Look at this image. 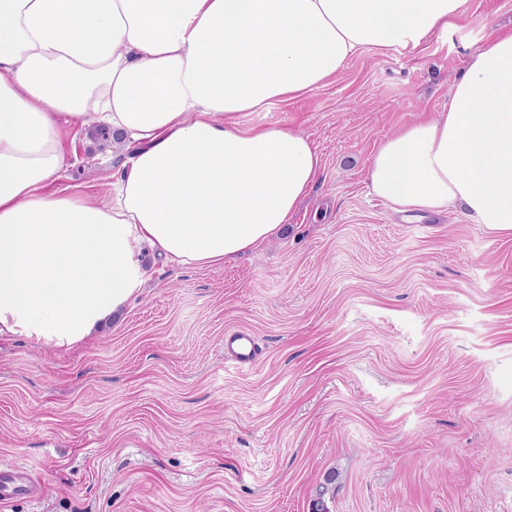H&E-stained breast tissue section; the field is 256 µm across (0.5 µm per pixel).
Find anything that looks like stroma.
<instances>
[{
    "mask_svg": "<svg viewBox=\"0 0 512 512\" xmlns=\"http://www.w3.org/2000/svg\"><path fill=\"white\" fill-rule=\"evenodd\" d=\"M509 26L512 0H467L448 33L245 113L322 159L277 238L218 268L148 258L141 296L72 348L1 338L0 512H512V235L454 207L405 218L368 179ZM61 133L49 190L111 201L132 148ZM234 330L254 368L227 361ZM224 349L229 351L237 368L251 366L258 355L259 346L255 336L242 331L224 336Z\"/></svg>",
    "mask_w": 512,
    "mask_h": 512,
    "instance_id": "35a3bbf8",
    "label": "stroma"
}]
</instances>
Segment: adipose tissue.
<instances>
[{
	"label": "adipose tissue",
	"mask_w": 512,
	"mask_h": 512,
	"mask_svg": "<svg viewBox=\"0 0 512 512\" xmlns=\"http://www.w3.org/2000/svg\"><path fill=\"white\" fill-rule=\"evenodd\" d=\"M467 0H0V335L69 348L134 300L150 250L221 267L276 238L318 179L300 130L240 119L369 47H417ZM138 143L116 202L49 190L61 119ZM368 178L397 212L463 208L512 235V30L447 108L386 137Z\"/></svg>",
	"instance_id": "adipose-tissue-1"
}]
</instances>
